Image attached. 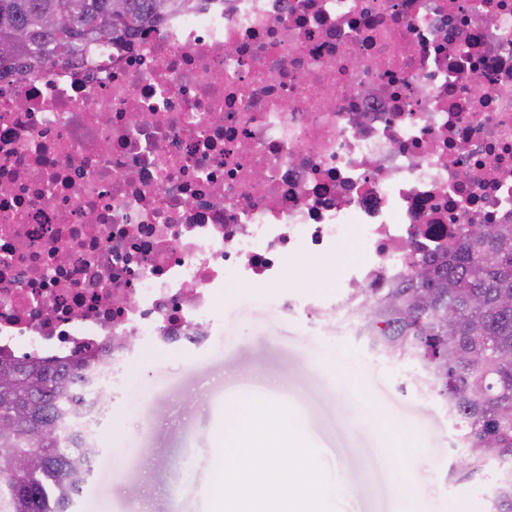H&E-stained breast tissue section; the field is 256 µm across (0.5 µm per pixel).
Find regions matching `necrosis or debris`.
Returning a JSON list of instances; mask_svg holds the SVG:
<instances>
[{"instance_id": "necrosis-or-debris-1", "label": "necrosis or debris", "mask_w": 512, "mask_h": 512, "mask_svg": "<svg viewBox=\"0 0 512 512\" xmlns=\"http://www.w3.org/2000/svg\"><path fill=\"white\" fill-rule=\"evenodd\" d=\"M193 2L0 79V359L106 353L70 421L86 448L131 338L205 346L226 282L354 244L305 313L362 336L364 295L512 224V0Z\"/></svg>"}]
</instances>
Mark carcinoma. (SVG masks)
I'll use <instances>...</instances> for the list:
<instances>
[{"mask_svg":"<svg viewBox=\"0 0 512 512\" xmlns=\"http://www.w3.org/2000/svg\"><path fill=\"white\" fill-rule=\"evenodd\" d=\"M190 0H0V77L84 60L101 43L189 7ZM70 15L66 27L57 18ZM367 298L377 317L365 340L399 360L426 363L469 449L453 472L466 479L491 456L512 462V224L473 229L437 263ZM87 362L45 367L0 361L18 383H0V512H71L95 448H79L65 420L81 398ZM18 456L35 459L25 473ZM493 512H512V469L495 487Z\"/></svg>","mask_w":512,"mask_h":512,"instance_id":"carcinoma-1","label":"carcinoma"}]
</instances>
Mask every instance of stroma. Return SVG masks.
I'll use <instances>...</instances> for the list:
<instances>
[{
  "label": "stroma",
  "mask_w": 512,
  "mask_h": 512,
  "mask_svg": "<svg viewBox=\"0 0 512 512\" xmlns=\"http://www.w3.org/2000/svg\"><path fill=\"white\" fill-rule=\"evenodd\" d=\"M340 258L288 264L297 298L330 293ZM275 287L232 283L207 347L141 351L127 401L112 402L74 512H192L191 488L215 487L218 414L244 400L282 403L334 462L336 512H490L500 470L451 476L466 449L440 398L418 395L422 362L371 352L334 325L282 314Z\"/></svg>",
  "instance_id": "obj_1"
}]
</instances>
